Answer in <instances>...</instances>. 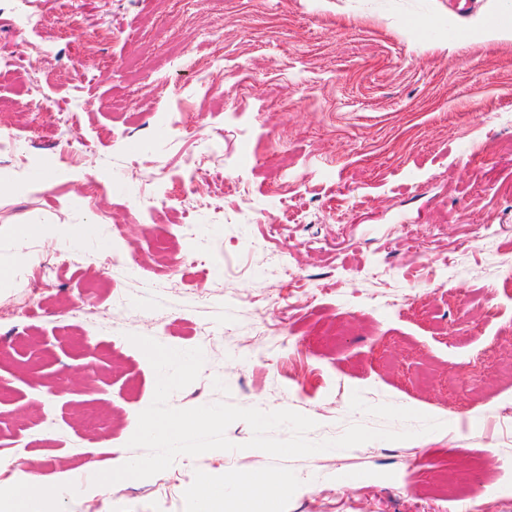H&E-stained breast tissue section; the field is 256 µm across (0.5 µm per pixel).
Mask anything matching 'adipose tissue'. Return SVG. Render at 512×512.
Here are the masks:
<instances>
[{
    "mask_svg": "<svg viewBox=\"0 0 512 512\" xmlns=\"http://www.w3.org/2000/svg\"><path fill=\"white\" fill-rule=\"evenodd\" d=\"M284 476L259 480L252 475L228 474L222 483L199 482L194 491L198 512H275L273 486ZM47 496L36 477L0 485V512H46Z\"/></svg>",
    "mask_w": 512,
    "mask_h": 512,
    "instance_id": "obj_1",
    "label": "adipose tissue"
}]
</instances>
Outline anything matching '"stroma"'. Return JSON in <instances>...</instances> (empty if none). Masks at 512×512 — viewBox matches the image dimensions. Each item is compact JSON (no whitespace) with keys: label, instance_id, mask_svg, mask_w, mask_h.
<instances>
[{"label":"stroma","instance_id":"obj_1","mask_svg":"<svg viewBox=\"0 0 512 512\" xmlns=\"http://www.w3.org/2000/svg\"><path fill=\"white\" fill-rule=\"evenodd\" d=\"M24 7L0 0V57L13 61L0 129L31 157L17 171L0 156L15 184L0 190V303L60 251L84 261L56 267L38 317L0 320V482L24 471L52 488L136 457L127 443L156 385L136 334L202 348L174 408L291 409L316 421L315 442L354 423L403 430L351 411L358 391L445 427L275 460L244 449L252 431L237 421V451L72 492L55 512H193L195 485L231 471L287 476L277 512H512V42L472 23L512 0H36L45 21L23 33ZM29 42L47 52L43 94L73 125L18 109ZM179 110L188 133L138 152ZM202 151L184 204L145 216L156 175L179 179ZM239 173L248 195L230 184ZM91 175L96 207L78 194ZM275 208L281 223H266ZM116 249L140 267L101 268Z\"/></svg>","mask_w":512,"mask_h":512}]
</instances>
